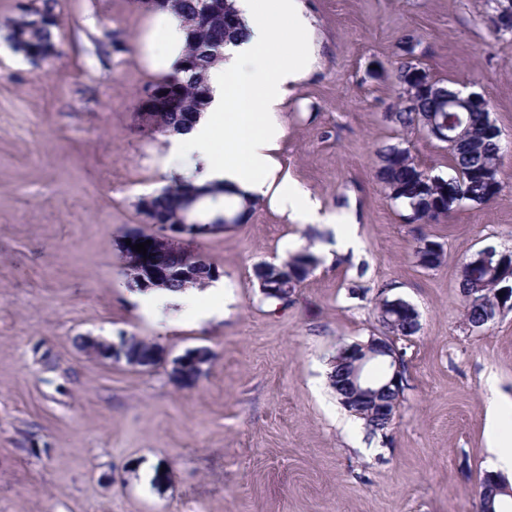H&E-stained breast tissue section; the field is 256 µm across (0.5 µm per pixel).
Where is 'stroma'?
Wrapping results in <instances>:
<instances>
[{"label": "stroma", "instance_id": "1", "mask_svg": "<svg viewBox=\"0 0 512 512\" xmlns=\"http://www.w3.org/2000/svg\"><path fill=\"white\" fill-rule=\"evenodd\" d=\"M22 2L0 0V512H478L492 399L512 429V309L470 330L459 289L463 261L512 250V33L490 28L494 0H301L321 48L276 160L322 214L352 216L360 246L338 252L330 223L261 200L247 223L183 240L225 285L223 318L192 325L144 318L124 261L127 234L151 229L140 198L175 176L137 110L156 78L147 15L57 0L56 53L37 67L6 40ZM113 31L122 50L98 56ZM409 38L433 78L487 96L504 148L494 200L425 226L446 253L434 269L374 177L388 145L450 173L445 143L384 118ZM308 245L317 269L288 301L266 297L254 266ZM384 296L419 329L398 343L408 385L373 436L328 373L338 348L379 334ZM86 333L140 337L159 359H87L72 343ZM197 347L210 362L183 382L173 362Z\"/></svg>", "mask_w": 512, "mask_h": 512}]
</instances>
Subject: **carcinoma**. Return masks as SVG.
I'll return each mask as SVG.
<instances>
[{
    "label": "carcinoma",
    "instance_id": "obj_1",
    "mask_svg": "<svg viewBox=\"0 0 512 512\" xmlns=\"http://www.w3.org/2000/svg\"><path fill=\"white\" fill-rule=\"evenodd\" d=\"M185 28V48L179 64L150 86L161 90L171 101L172 108L157 119V130L162 134L189 130L195 118L208 104L210 88L206 74L211 65L229 44L247 36L235 0H165ZM9 37L12 46L22 52L32 63L47 62L56 51L55 30L59 29L56 0H32L20 9V14L9 20ZM397 85L415 90L414 105L399 107L385 113V119L406 132L420 129V113L427 111L432 102L434 87L440 82L424 70L411 72L404 66L394 71ZM466 123L473 129L475 146L470 150L450 149V169L453 183L423 169L406 148L390 145L377 153L375 177L389 197L401 202L406 210V223L423 227L437 224L457 203L483 204L499 192L501 166V140L485 135V125L490 120L488 112L464 113ZM224 188L215 184L196 187L185 180H174L162 188V193L142 197L138 208L149 224H181L191 219L196 205L205 197L217 200ZM257 203L246 201L235 205L220 201V208L198 214L203 224H222L229 218L234 224H245L256 210ZM319 263L318 256L309 248H302L280 264L260 263L254 276L268 297H277V291L286 288L293 292L303 284ZM472 261H464L460 269L459 288L464 303L465 317L472 322L486 318V307L493 306L492 280L487 272L469 271ZM221 272L211 260L190 267L182 251L171 254L166 270L145 279L134 280L142 290L165 287L182 289L219 279ZM381 334L397 338L412 336L417 332L414 323L405 319L397 326L378 317ZM478 507L499 512L497 484L480 481L477 490Z\"/></svg>",
    "mask_w": 512,
    "mask_h": 512
}]
</instances>
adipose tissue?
I'll use <instances>...</instances> for the list:
<instances>
[{"instance_id":"ef3b65f1","label":"adipose tissue","mask_w":512,"mask_h":512,"mask_svg":"<svg viewBox=\"0 0 512 512\" xmlns=\"http://www.w3.org/2000/svg\"><path fill=\"white\" fill-rule=\"evenodd\" d=\"M236 7L249 36L227 47L223 60L210 68V103L191 131L166 136L165 165L193 185L218 183L254 200L269 198L292 220L324 223L318 203L304 188L279 177L273 156L285 135L280 108L316 61L312 21L299 0H236ZM149 17L145 53L151 69L165 73L182 52L185 31L168 6L153 7ZM284 25L294 43L283 41ZM133 299L150 318L167 308L183 309L195 321L224 315L220 280L200 289L152 288Z\"/></svg>"}]
</instances>
